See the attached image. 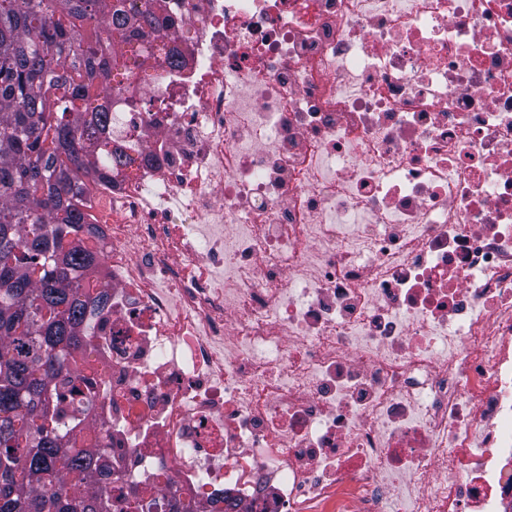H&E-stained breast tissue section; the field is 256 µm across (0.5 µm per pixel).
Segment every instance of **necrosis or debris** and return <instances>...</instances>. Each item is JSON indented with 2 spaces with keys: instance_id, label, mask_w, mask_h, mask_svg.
<instances>
[{
  "instance_id": "obj_1",
  "label": "necrosis or debris",
  "mask_w": 512,
  "mask_h": 512,
  "mask_svg": "<svg viewBox=\"0 0 512 512\" xmlns=\"http://www.w3.org/2000/svg\"><path fill=\"white\" fill-rule=\"evenodd\" d=\"M90 403L125 512H498L512 495V0H163ZM182 64L165 67L167 52Z\"/></svg>"
}]
</instances>
